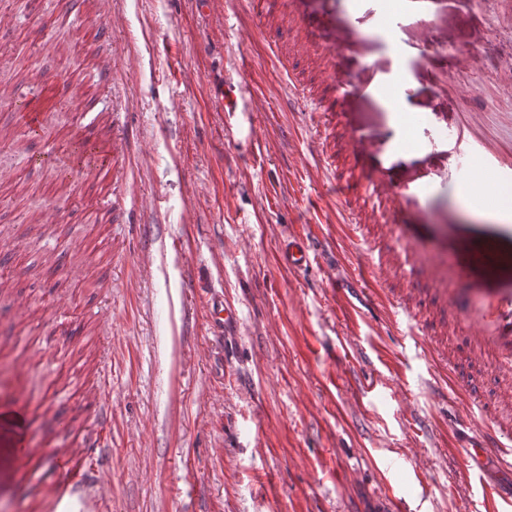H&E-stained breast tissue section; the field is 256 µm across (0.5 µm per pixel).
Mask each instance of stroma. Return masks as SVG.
I'll return each mask as SVG.
<instances>
[{"instance_id":"1","label":"stroma","mask_w":512,"mask_h":512,"mask_svg":"<svg viewBox=\"0 0 512 512\" xmlns=\"http://www.w3.org/2000/svg\"><path fill=\"white\" fill-rule=\"evenodd\" d=\"M446 43H421L401 0H359L365 45L337 55L363 85L408 86L413 126L478 112L512 140V0H437ZM0 389L18 381L20 423L0 397V512H43L47 454L74 446L103 401L110 449L99 495L75 512H484L483 491L512 497V466L463 444L464 391L436 360L467 356L463 335L408 338L384 288L362 307L327 288L357 277L363 244L342 190L310 151L305 102L274 56L311 80L312 47L245 0H0ZM403 17L396 44L372 42L380 16ZM112 23V45L97 29ZM43 87L57 109L31 135L7 100ZM336 145L395 184H431L403 224L500 223L442 181L454 163L388 162L391 120L370 93L337 97ZM123 162L125 207L107 169ZM312 239L305 271L282 260L290 234ZM59 266L57 285L46 272ZM239 323L217 333L211 297ZM32 448L19 468L13 450Z\"/></svg>"}]
</instances>
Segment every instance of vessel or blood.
<instances>
[{"mask_svg": "<svg viewBox=\"0 0 512 512\" xmlns=\"http://www.w3.org/2000/svg\"><path fill=\"white\" fill-rule=\"evenodd\" d=\"M318 28L323 35L316 50L324 63L335 56L337 48H347L360 41L331 12L314 21L300 19L298 24L299 31L308 37ZM290 82L293 93L312 105L313 148L345 190L355 220L354 232L364 233L367 224L372 223L388 227L392 233L391 238L381 243H368L365 269L374 273L384 271V253L392 249L405 282H413L423 275L433 285L428 310L395 296L391 299L394 316L405 321L416 336L461 328L462 313L475 316L476 328L467 334L469 363L452 366L455 377L466 384L468 416L483 425L479 436L466 443V454L476 457L484 449L495 448L500 454L512 456V414L505 412L506 407H512V288H468L463 293L458 290L459 284H465L475 273H490L502 264L505 257L502 242L512 239V225H502L499 234L479 242L457 239L451 251L431 247L426 240L415 238L411 225L396 223L395 216L399 207L407 205L411 198L422 196L423 188L401 189L379 171L367 169L361 162L364 146L347 148L348 162L342 167L336 163L335 152L328 149L340 123L331 100L344 92L361 91L359 79L346 75L317 93L312 92L309 82L298 77H291ZM415 146L457 157V190L473 193L484 183L498 205L512 206V144L494 143L474 124L470 114L460 116L449 136L436 131L426 139L416 140ZM283 256L288 266L306 269L315 258L313 244L307 236L292 237L284 246ZM102 451L101 440L90 438L76 448L53 452L40 482V493L51 512H69L74 505L95 497L97 485L93 480L92 460Z\"/></svg>", "mask_w": 512, "mask_h": 512, "instance_id": "b4317fda", "label": "vessel or blood"}]
</instances>
